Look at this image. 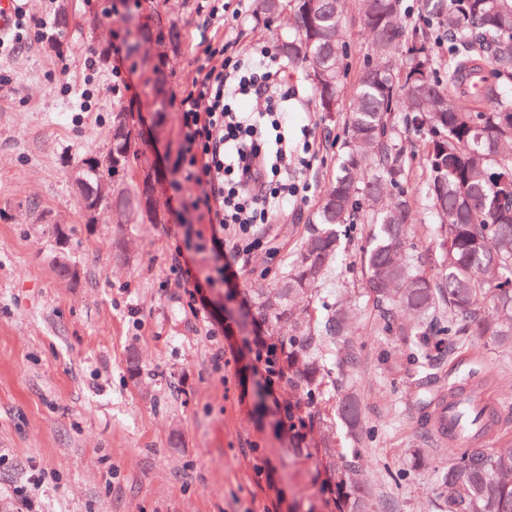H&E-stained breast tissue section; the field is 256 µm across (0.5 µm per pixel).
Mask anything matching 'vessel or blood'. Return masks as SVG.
<instances>
[{"instance_id":"b4317fda","label":"vessel or blood","mask_w":512,"mask_h":512,"mask_svg":"<svg viewBox=\"0 0 512 512\" xmlns=\"http://www.w3.org/2000/svg\"><path fill=\"white\" fill-rule=\"evenodd\" d=\"M479 404L470 386H460L456 393L441 401L432 426L435 436L452 448L471 447L482 442L483 433L468 418L469 411Z\"/></svg>"}]
</instances>
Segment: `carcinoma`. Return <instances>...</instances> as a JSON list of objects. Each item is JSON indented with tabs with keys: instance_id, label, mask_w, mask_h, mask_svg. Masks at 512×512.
Instances as JSON below:
<instances>
[{
	"instance_id": "cac0c4a2",
	"label": "carcinoma",
	"mask_w": 512,
	"mask_h": 512,
	"mask_svg": "<svg viewBox=\"0 0 512 512\" xmlns=\"http://www.w3.org/2000/svg\"><path fill=\"white\" fill-rule=\"evenodd\" d=\"M419 18L404 0H358L362 33L371 48L357 76L344 126L343 173L319 201L316 229L282 278L252 292L267 329L276 332L290 402L303 427L319 429L324 469L339 476L346 512H377L358 457L336 446L330 411L318 405L325 367L321 348L336 347L337 371L360 362L355 347L356 300L318 310L317 285L336 260L353 225H369L361 257L365 290L380 330L416 336L430 360L467 336L512 348V0H419ZM340 0H255V14L289 23L281 53L302 64L315 111L338 109L347 63L340 43ZM68 12L57 13L51 39L66 40ZM425 135L427 199L439 218L438 244L412 256L407 242L415 214L403 188V133ZM112 167L87 154L76 165L82 190L114 224H160L148 157L132 115L112 113ZM136 168L133 187L114 181ZM112 182V195L98 194ZM435 274H428V270ZM354 436L362 432L355 401L341 405ZM439 512H512V441L490 450L452 449L438 471Z\"/></svg>"
}]
</instances>
